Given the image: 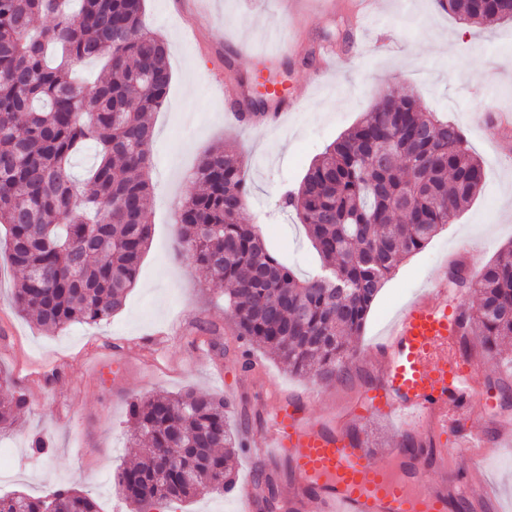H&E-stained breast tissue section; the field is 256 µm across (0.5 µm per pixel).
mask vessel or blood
I'll return each mask as SVG.
<instances>
[{
  "label": "vessel or blood",
  "instance_id": "b4317fda",
  "mask_svg": "<svg viewBox=\"0 0 512 512\" xmlns=\"http://www.w3.org/2000/svg\"><path fill=\"white\" fill-rule=\"evenodd\" d=\"M269 95L275 105L260 122L264 128L282 124L293 110L291 97L274 89ZM462 334V304L449 300L443 276L390 321L376 344L377 380L361 396V405L392 417L401 437L416 434L426 442L412 453L393 448L386 463H377L364 441L337 429L336 416L313 415L305 401L274 399L255 454L269 465L291 462L279 512H447L452 497L472 512H490L497 502L492 484L477 472H450L449 464L459 445L484 456L512 432L470 426L473 405L489 410L496 402L492 393L471 388L478 372L473 359L444 357V349ZM450 432L456 443L448 442ZM435 470L449 472L447 483L432 480ZM230 495L238 512H256L252 480Z\"/></svg>",
  "mask_w": 512,
  "mask_h": 512
}]
</instances>
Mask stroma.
Here are the masks:
<instances>
[{
	"instance_id": "obj_1",
	"label": "stroma",
	"mask_w": 512,
	"mask_h": 512,
	"mask_svg": "<svg viewBox=\"0 0 512 512\" xmlns=\"http://www.w3.org/2000/svg\"><path fill=\"white\" fill-rule=\"evenodd\" d=\"M144 0V25L166 43L172 83L164 107L153 114V184L147 202L152 226L134 287L123 308L97 324H74L53 333L19 313L12 295L21 278L7 260L0 230V370L27 397L15 430L0 435L9 466L0 471V495L41 497L60 487L89 493L99 512H129L114 476L133 463L140 446L129 438V404L158 392L186 389L221 396L238 389L228 424L235 434L257 433L267 422L268 391L297 398L312 388L322 396L315 414L340 412L375 381L369 348L403 306L442 270L460 241L476 245L466 261L482 270L512 244V135L493 142L475 122L478 113H512V21L464 26L435 0H373L377 25L356 22L355 0ZM465 36H458V29ZM398 45L377 49L380 36ZM333 50L335 72L290 113L281 127L253 129L224 111V87L237 76L273 77L297 90L309 81L301 60ZM387 86L411 91L424 110L465 132L484 166L481 191L420 252L406 257L380 289L363 331L350 344V372L326 384L314 374L288 369L264 349L255 354L268 369H241L231 342L232 319L224 288L207 279L178 243L176 216L192 191L191 173L204 152L221 144L241 152L250 186L243 213L298 276L312 273L319 257L295 213L281 209L326 147L370 112ZM214 323L219 335L196 330ZM209 347L207 358L196 355ZM350 430L365 438L376 461L399 439L392 420L361 413ZM50 439V453L31 455L34 436ZM454 470L478 469L500 493L499 512H512V445L485 456L460 451Z\"/></svg>"
}]
</instances>
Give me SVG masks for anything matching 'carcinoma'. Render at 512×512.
Masks as SVG:
<instances>
[{
	"instance_id": "obj_1",
	"label": "carcinoma",
	"mask_w": 512,
	"mask_h": 512,
	"mask_svg": "<svg viewBox=\"0 0 512 512\" xmlns=\"http://www.w3.org/2000/svg\"><path fill=\"white\" fill-rule=\"evenodd\" d=\"M0 0V226L11 265L23 272L14 305L48 331L109 319L135 284L151 240L146 207L150 122L167 98L172 74L161 39L142 24L143 0ZM475 25L512 21V0H436ZM52 24L34 31V18ZM106 63L86 93L77 65ZM94 143L81 183L73 159ZM201 185L181 205V247L222 283L243 371L251 347H264L296 372L322 382L346 373L348 339L360 335L383 283L405 257L422 250L479 192L483 167L461 128L421 108L401 88L383 90L372 110L327 147L282 208L296 213L322 265L299 277L241 222L247 172L236 151L210 149L193 173ZM448 281L475 289L464 307L461 342L495 359L512 337V245L476 280L453 263ZM0 395V430L14 426L24 395ZM133 435L148 444L117 485L132 512L236 483L232 460L247 445L228 427L224 398L193 391L130 403ZM180 449L179 470L164 453ZM258 506L273 512L276 484L264 466ZM98 512L75 488L45 497L0 495V512Z\"/></svg>"
}]
</instances>
